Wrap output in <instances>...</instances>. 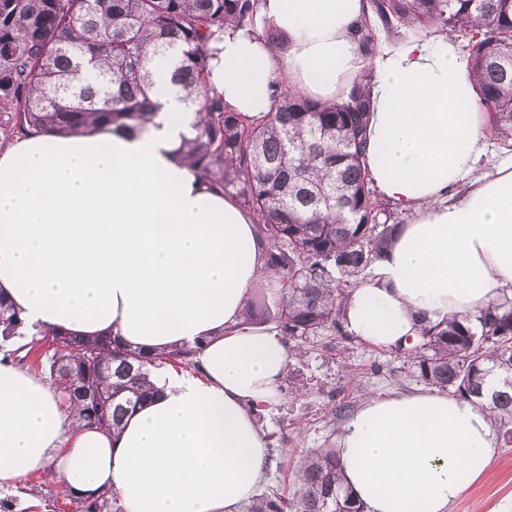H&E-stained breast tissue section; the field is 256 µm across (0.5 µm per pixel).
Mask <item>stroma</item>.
I'll list each match as a JSON object with an SVG mask.
<instances>
[{"mask_svg": "<svg viewBox=\"0 0 512 512\" xmlns=\"http://www.w3.org/2000/svg\"><path fill=\"white\" fill-rule=\"evenodd\" d=\"M406 357L355 340L323 334L292 357L280 398L265 405L257 421L272 452L260 492L292 496L301 455L312 448H332L349 417L366 396L411 393L422 389ZM512 493V446H498L489 475L449 506V512L491 508ZM15 494L24 512H75L64 482L39 473Z\"/></svg>", "mask_w": 512, "mask_h": 512, "instance_id": "1", "label": "stroma"}]
</instances>
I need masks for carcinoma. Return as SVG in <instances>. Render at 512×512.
<instances>
[{
    "mask_svg": "<svg viewBox=\"0 0 512 512\" xmlns=\"http://www.w3.org/2000/svg\"><path fill=\"white\" fill-rule=\"evenodd\" d=\"M382 27H412L467 37L477 107L494 134L512 147V0H371ZM259 0H0V140L33 132L78 133L147 127L154 64L197 114L178 154L211 186L230 194L258 219L266 265L280 278L275 318L291 351L313 336L342 340L343 308L361 275L392 240L396 225L378 222V202L362 165L370 102L367 65L347 97L331 104L280 85L258 116L224 105L209 84L210 61L228 30L251 33ZM361 56L376 50L371 23L356 29ZM18 313L0 299V353L31 361L61 390L63 404L90 425L119 426L151 399L155 387L144 356L107 338L39 333L12 350ZM51 340L53 348L39 352ZM417 378L461 397L484 399L494 427L512 443V299L505 296L464 319L427 325L405 351ZM189 352L153 356L158 368ZM501 386L486 389L488 375ZM289 500L259 495L247 512H364L341 486L336 449L302 455ZM76 512H120L109 488L78 496Z\"/></svg>",
    "mask_w": 512,
    "mask_h": 512,
    "instance_id": "carcinoma-1",
    "label": "carcinoma"
}]
</instances>
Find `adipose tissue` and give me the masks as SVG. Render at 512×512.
Masks as SVG:
<instances>
[{"instance_id": "adipose-tissue-1", "label": "adipose tissue", "mask_w": 512, "mask_h": 512, "mask_svg": "<svg viewBox=\"0 0 512 512\" xmlns=\"http://www.w3.org/2000/svg\"><path fill=\"white\" fill-rule=\"evenodd\" d=\"M370 14L368 0H261L256 32L218 43L210 85L251 115L268 110L274 83L340 100L368 64L354 32ZM368 65L366 167L408 220L343 320L356 340L407 348L423 324L512 288V156L482 172L489 116L454 38L386 43ZM155 82L144 131L39 133L0 151V297L30 332L108 336L148 357L191 348L193 364L155 371L159 395L111 433L66 410L56 385L0 363V488L45 472L83 494L112 489L122 512H240L268 460L249 405L278 399L290 359L246 309L262 280L276 306L280 283L255 215L179 157L195 114L166 70ZM495 454L487 406L436 389L366 397L337 443L366 512H448Z\"/></svg>"}]
</instances>
